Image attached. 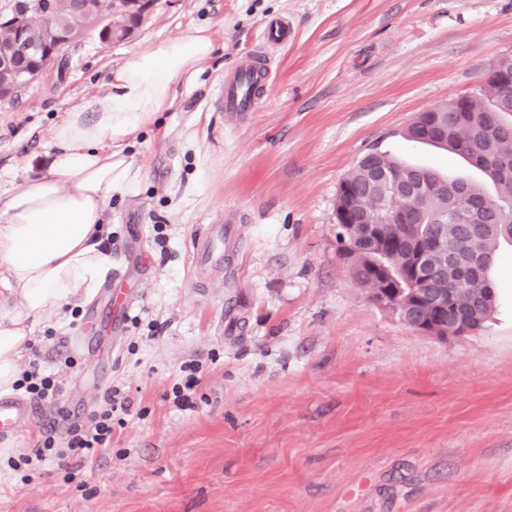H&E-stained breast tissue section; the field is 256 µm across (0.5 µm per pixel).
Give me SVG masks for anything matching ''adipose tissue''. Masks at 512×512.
<instances>
[{"label":"adipose tissue","instance_id":"1","mask_svg":"<svg viewBox=\"0 0 512 512\" xmlns=\"http://www.w3.org/2000/svg\"><path fill=\"white\" fill-rule=\"evenodd\" d=\"M213 51L209 31L198 28L116 67L109 92L53 128L47 175L10 182L0 204V297L19 300L22 311L0 315V393L19 378L32 322L60 326L66 307L93 298L111 274L107 203L135 194L140 179L126 150L173 106L175 81L193 82Z\"/></svg>","mask_w":512,"mask_h":512}]
</instances>
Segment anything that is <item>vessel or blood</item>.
Here are the masks:
<instances>
[{"instance_id": "b4317fda", "label": "vessel or blood", "mask_w": 512, "mask_h": 512, "mask_svg": "<svg viewBox=\"0 0 512 512\" xmlns=\"http://www.w3.org/2000/svg\"><path fill=\"white\" fill-rule=\"evenodd\" d=\"M271 78V71L259 57L242 60L225 77L221 91L227 116L236 117L254 111ZM197 257L220 260L224 257V227L207 225L199 238ZM33 415L31 404L17 398H0V436L13 433Z\"/></svg>"}]
</instances>
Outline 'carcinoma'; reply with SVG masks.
Masks as SVG:
<instances>
[{
    "instance_id": "carcinoma-1",
    "label": "carcinoma",
    "mask_w": 512,
    "mask_h": 512,
    "mask_svg": "<svg viewBox=\"0 0 512 512\" xmlns=\"http://www.w3.org/2000/svg\"><path fill=\"white\" fill-rule=\"evenodd\" d=\"M12 57L22 68L39 61L23 55L9 31L0 29V56ZM439 112H420L405 129V136L428 137L482 171L496 194L462 178L448 179L437 172L410 166L385 151L372 149L351 167L339 189L347 195L352 212L363 216L389 196L394 210L407 207L416 223L378 225L377 235L367 234L365 224H344L337 237L342 250L352 256L350 265L357 281L369 292L413 287V253L409 238H435L454 256L431 255L428 287L440 295L451 292L454 301L443 312L448 324L460 316L477 329L489 318L495 294L488 277L499 247L512 244V89L481 88L471 97L470 111H455L454 100L440 104ZM425 299L409 304L406 321L413 323L435 315Z\"/></svg>"
}]
</instances>
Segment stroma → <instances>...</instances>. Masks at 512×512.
Returning <instances> with one entry per match:
<instances>
[{"instance_id": "stroma-1", "label": "stroma", "mask_w": 512, "mask_h": 512, "mask_svg": "<svg viewBox=\"0 0 512 512\" xmlns=\"http://www.w3.org/2000/svg\"><path fill=\"white\" fill-rule=\"evenodd\" d=\"M288 22L292 38L265 45ZM208 28L215 50L129 151L136 194L107 206L116 289H136L110 357L83 360L38 323L20 370L62 380L57 403L0 437V512H512V246L489 272L495 309L438 340L373 302L340 252L336 194L371 148L443 174L483 175L403 138L418 112L478 92L512 54V0H157L126 41L97 29L0 100V172H47L52 128L152 43ZM265 51L272 81L230 118L214 92ZM224 227V263L195 258ZM201 367L195 411L172 401L183 363ZM130 401L112 445L46 461L29 482L8 457L60 412L112 388ZM73 481H66V472Z\"/></svg>"}]
</instances>
